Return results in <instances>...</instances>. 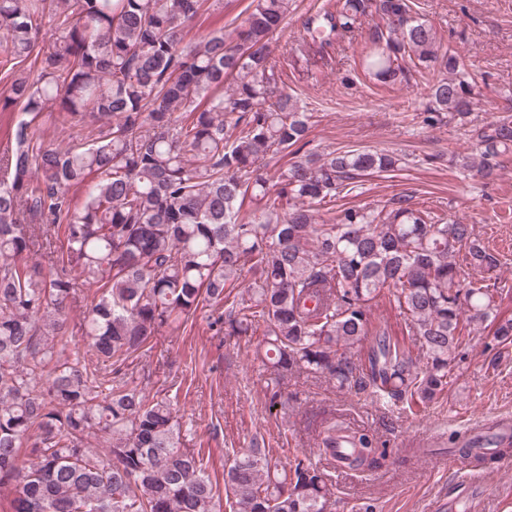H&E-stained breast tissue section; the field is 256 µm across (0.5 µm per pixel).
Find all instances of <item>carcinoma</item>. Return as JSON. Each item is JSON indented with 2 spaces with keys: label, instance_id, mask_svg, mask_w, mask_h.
I'll return each instance as SVG.
<instances>
[{
  "label": "carcinoma",
  "instance_id": "carcinoma-1",
  "mask_svg": "<svg viewBox=\"0 0 512 512\" xmlns=\"http://www.w3.org/2000/svg\"><path fill=\"white\" fill-rule=\"evenodd\" d=\"M217 3L0 0L4 104L23 115L0 151V512H328L325 473L298 456L281 467L256 440L228 455L220 494L172 398L129 372L153 337L202 310L226 342L262 336L271 416L301 374L417 416L447 394L463 325H493L494 369L512 344V318L470 279L498 265L474 225L435 224L405 195L318 215L355 180L394 170L395 156L332 150L268 168L308 144L311 116L271 57L289 0H251L243 24L186 40ZM373 13L384 24L367 32L365 70L387 83L439 67L433 112L463 118L479 105L478 81L412 0H336L306 18V40L330 46ZM44 120L90 126L91 139L37 144ZM510 150L508 116L462 166L491 179ZM43 228L62 232L47 268L33 261ZM74 270L97 291L79 323L85 348L68 353ZM385 295L402 336L388 325L370 336L371 302ZM338 435L350 443L339 457ZM317 440L338 468L378 462L374 435L334 415ZM459 452L491 465L512 456V439Z\"/></svg>",
  "mask_w": 512,
  "mask_h": 512
}]
</instances>
